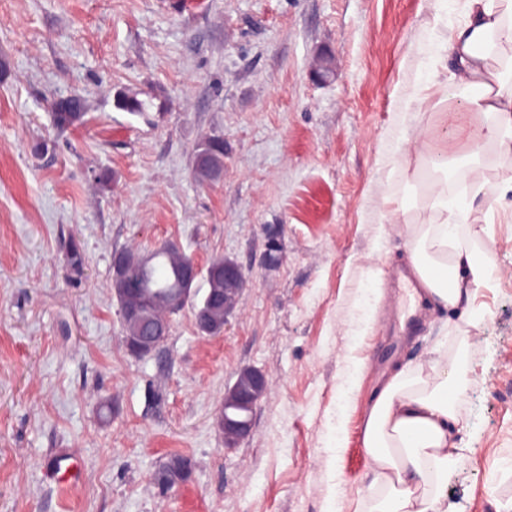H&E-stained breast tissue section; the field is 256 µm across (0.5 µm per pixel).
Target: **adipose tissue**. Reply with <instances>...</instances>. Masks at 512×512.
<instances>
[{
	"instance_id": "1",
	"label": "adipose tissue",
	"mask_w": 512,
	"mask_h": 512,
	"mask_svg": "<svg viewBox=\"0 0 512 512\" xmlns=\"http://www.w3.org/2000/svg\"><path fill=\"white\" fill-rule=\"evenodd\" d=\"M461 9L465 20L449 32L440 57L455 87L441 97L446 116L405 137L402 154L403 162L434 171L427 189L437 215L431 224L405 225L404 233L420 298L465 308L474 327L482 318L478 294L491 274L488 262L458 238L464 230L483 238L486 228L476 215H493L496 202L478 184L449 196L448 178L478 162L486 144L512 155V0H461ZM470 346L469 336H459L454 352L387 376L362 419V445L375 477L355 512H448V473L463 451L456 435L458 394L468 381Z\"/></svg>"
}]
</instances>
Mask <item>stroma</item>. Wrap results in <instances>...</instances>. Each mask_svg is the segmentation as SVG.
Returning <instances> with one entry per match:
<instances>
[{
  "label": "stroma",
  "instance_id": "1",
  "mask_svg": "<svg viewBox=\"0 0 512 512\" xmlns=\"http://www.w3.org/2000/svg\"><path fill=\"white\" fill-rule=\"evenodd\" d=\"M463 20L458 0H0V512H326L333 500L352 512L374 478L361 442L372 397L394 366L452 346L461 321L425 305L416 323L399 316L410 255L383 220L393 200L413 223L433 219L401 150L440 114L408 99ZM128 91L146 113L118 107ZM74 93L87 122L59 132L51 104ZM207 134L224 138V176L201 185L193 153ZM510 176L512 156L448 180H480L503 205L485 238L459 236L494 269L469 330L448 512L512 504ZM166 242L204 269L237 261L245 286L223 333L200 334L189 306L138 359L112 254ZM246 367L269 385L228 448L215 416ZM174 455L192 475L160 491L153 474Z\"/></svg>",
  "mask_w": 512,
  "mask_h": 512
}]
</instances>
